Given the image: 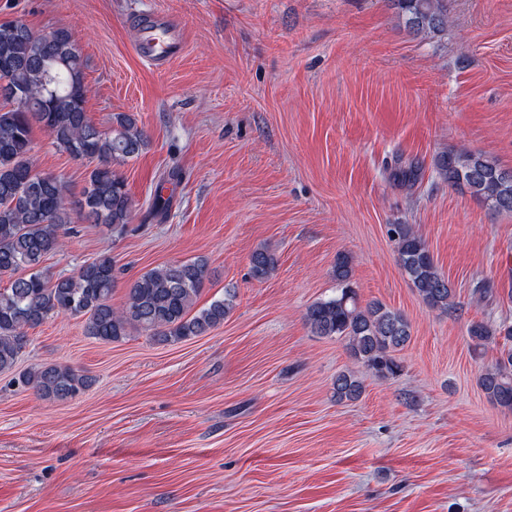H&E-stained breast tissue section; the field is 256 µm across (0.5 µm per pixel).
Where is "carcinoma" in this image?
<instances>
[{"mask_svg": "<svg viewBox=\"0 0 512 512\" xmlns=\"http://www.w3.org/2000/svg\"><path fill=\"white\" fill-rule=\"evenodd\" d=\"M391 2L412 31L439 33L448 25L447 0ZM84 69L70 30L40 34L21 20L0 23V280L8 279L0 288L1 372L16 366L30 344L29 331L61 314L83 319L84 334L106 343L133 331L158 343H176L220 327L234 308L236 293L231 288L197 307L209 279L202 258L143 272L120 308L111 303L118 269L110 251L67 275L54 274L46 266L77 223L101 225L118 234L126 230L132 201L113 163L138 156L147 144L132 114L114 115L108 130L90 120L85 104L93 89L85 83ZM36 127L58 151L93 165L81 198L64 177L37 169ZM436 167L449 185L467 190L498 212H512V168L463 150L440 156ZM421 170L418 163L397 158L391 176L411 188ZM182 179L178 168L160 178L147 217L166 214L172 196L165 191ZM387 233L402 271L424 303L441 312L458 311L454 289L412 225L390 224ZM277 266L276 254L266 247L250 256L251 275L258 281L269 279ZM333 274L335 294L306 309L311 333L342 340L350 356L378 377L398 374L401 364L395 352L410 342V323L400 311L379 302L359 305L348 255L338 254ZM467 334L475 354L490 346L500 348V357L479 375L478 385L490 402L512 411V323L473 321ZM19 383L44 400L64 401L87 391L93 379L68 365L43 364L20 374ZM362 393L360 378L348 372L336 376L337 402L357 400Z\"/></svg>", "mask_w": 512, "mask_h": 512, "instance_id": "1", "label": "carcinoma"}]
</instances>
